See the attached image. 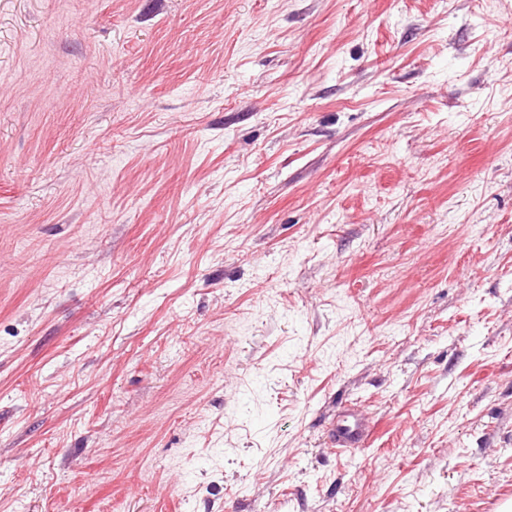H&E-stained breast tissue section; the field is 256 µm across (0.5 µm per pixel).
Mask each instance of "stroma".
I'll list each match as a JSON object with an SVG mask.
<instances>
[{"label":"stroma","instance_id":"1","mask_svg":"<svg viewBox=\"0 0 512 512\" xmlns=\"http://www.w3.org/2000/svg\"><path fill=\"white\" fill-rule=\"evenodd\" d=\"M509 501L512 0H0V512ZM333 444L341 448H361L370 435V424L358 411L349 412L329 424Z\"/></svg>","mask_w":512,"mask_h":512}]
</instances>
